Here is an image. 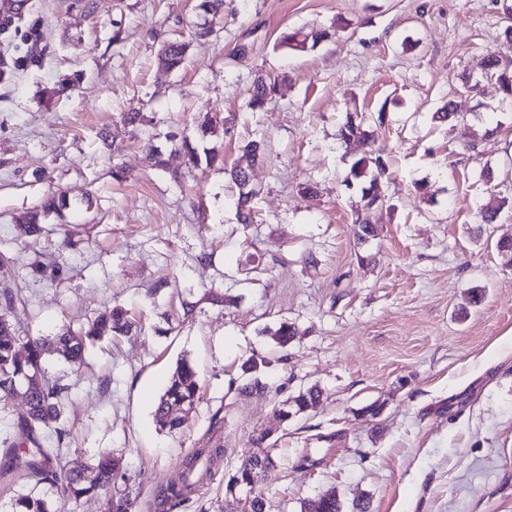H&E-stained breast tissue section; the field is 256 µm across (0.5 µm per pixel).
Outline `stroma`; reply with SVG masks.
<instances>
[{"label": "stroma", "mask_w": 512, "mask_h": 512, "mask_svg": "<svg viewBox=\"0 0 512 512\" xmlns=\"http://www.w3.org/2000/svg\"><path fill=\"white\" fill-rule=\"evenodd\" d=\"M196 2L0 8L12 318L50 336L121 304L137 325L89 347L77 373L45 354L66 388L65 461L121 456L132 512H224L228 477L263 434L279 459L255 488L270 512H302L331 491L367 512H512V268L497 247L512 239V108L497 84L468 89L487 55L512 58L504 0H224L206 39L192 35ZM303 27L333 35L305 51L281 45ZM175 39L189 44L186 62L161 70L160 45ZM260 74L278 85L252 112ZM454 96L476 114L434 121ZM125 112L153 123L132 130ZM205 112L227 122L205 141L225 163L189 170L179 145ZM349 112L387 165L365 244L360 186L345 182L363 148L337 138ZM259 138L268 157L254 164L242 147ZM116 164L126 180L113 179ZM227 165L250 172L253 223L239 221ZM486 165L500 184L481 178ZM66 190L67 206L29 233L22 216ZM487 208L495 223H480ZM284 322L298 334L283 346ZM250 358L263 387L247 393ZM183 359L202 397L169 432L154 407ZM311 387L317 405L280 420ZM205 446L220 448L218 464L172 505L163 488Z\"/></svg>", "instance_id": "35a3bbf8"}]
</instances>
